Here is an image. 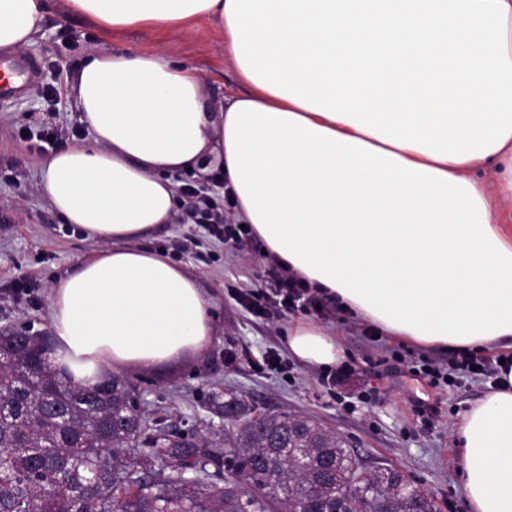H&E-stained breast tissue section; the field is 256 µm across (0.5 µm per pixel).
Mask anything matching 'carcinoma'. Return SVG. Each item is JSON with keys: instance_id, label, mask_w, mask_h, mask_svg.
I'll list each match as a JSON object with an SVG mask.
<instances>
[{"instance_id": "1", "label": "carcinoma", "mask_w": 512, "mask_h": 512, "mask_svg": "<svg viewBox=\"0 0 512 512\" xmlns=\"http://www.w3.org/2000/svg\"><path fill=\"white\" fill-rule=\"evenodd\" d=\"M34 337L29 326L13 329L12 354L0 364V512H330L329 493L314 503L304 489L336 456L360 476L364 501L387 512H409L418 502L436 512L418 488L378 483L340 434L305 414H262L218 435H173L122 376L61 386ZM206 404L219 419L230 404L248 411L220 388ZM226 471L249 473L252 490H234Z\"/></svg>"}]
</instances>
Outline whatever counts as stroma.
<instances>
[{
  "label": "stroma",
  "instance_id": "1",
  "mask_svg": "<svg viewBox=\"0 0 512 512\" xmlns=\"http://www.w3.org/2000/svg\"><path fill=\"white\" fill-rule=\"evenodd\" d=\"M160 48L199 70L213 107L223 106L228 92L247 90L227 59L215 23L206 19L186 32L154 26L112 34L53 12L27 48V55L41 63L42 83L58 87L59 96L52 109L34 91L0 101V326L50 330L52 280L104 247L51 210L43 190L44 154L21 137V130L37 127L47 117L57 130L56 147L88 138V130L77 127L70 89L75 66L97 52L151 53ZM140 244L197 276L214 300L215 335L201 355L128 375L146 400L160 407L166 426L183 434L205 432L210 420L206 395L210 386L220 385L237 390L254 413L288 410L314 417L347 437L368 465L406 473L433 497L438 512H469L456 476L453 427L494 386L497 369L477 379L455 374L429 385L413 376V367L429 358L445 370L449 351L419 348L389 336L366 341L363 323L339 312L324 320L335 331L348 368L334 388L322 384L319 368L293 360L282 372L258 371L252 357L284 352L282 339L289 324L316 318L317 313L308 309L257 317L248 312L239 292L259 287L267 277L256 242H220L182 211ZM420 401L436 405L433 423L417 417L414 408Z\"/></svg>",
  "mask_w": 512,
  "mask_h": 512
}]
</instances>
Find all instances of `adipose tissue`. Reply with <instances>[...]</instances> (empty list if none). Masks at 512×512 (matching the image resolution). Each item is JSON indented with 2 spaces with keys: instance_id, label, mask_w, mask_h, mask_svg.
<instances>
[{
  "instance_id": "obj_1",
  "label": "adipose tissue",
  "mask_w": 512,
  "mask_h": 512,
  "mask_svg": "<svg viewBox=\"0 0 512 512\" xmlns=\"http://www.w3.org/2000/svg\"><path fill=\"white\" fill-rule=\"evenodd\" d=\"M51 0H0V49ZM115 32L201 18L246 93L206 102L167 51L86 56L72 92L89 141L45 159L54 211L104 250L50 288L57 363L83 383L176 364L214 334L197 277L139 239L172 223V173L203 158L266 254L380 332L443 350L512 349V0H63ZM309 367L335 333L284 335ZM470 512H512V364L454 434Z\"/></svg>"
}]
</instances>
